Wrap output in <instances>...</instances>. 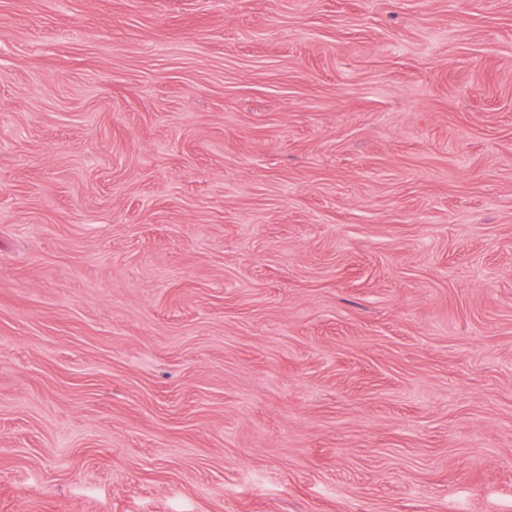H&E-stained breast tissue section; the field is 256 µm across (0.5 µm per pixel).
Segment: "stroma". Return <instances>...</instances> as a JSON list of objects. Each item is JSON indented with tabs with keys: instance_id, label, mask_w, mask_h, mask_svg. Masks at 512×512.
<instances>
[{
	"instance_id": "stroma-1",
	"label": "stroma",
	"mask_w": 512,
	"mask_h": 512,
	"mask_svg": "<svg viewBox=\"0 0 512 512\" xmlns=\"http://www.w3.org/2000/svg\"><path fill=\"white\" fill-rule=\"evenodd\" d=\"M0 512H512V0H0Z\"/></svg>"
}]
</instances>
